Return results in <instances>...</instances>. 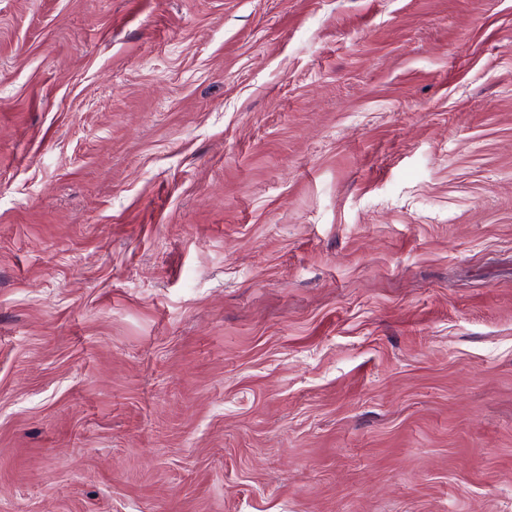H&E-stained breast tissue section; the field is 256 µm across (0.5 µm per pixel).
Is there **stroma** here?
<instances>
[{
    "mask_svg": "<svg viewBox=\"0 0 512 512\" xmlns=\"http://www.w3.org/2000/svg\"><path fill=\"white\" fill-rule=\"evenodd\" d=\"M0 512H512V0H0Z\"/></svg>",
    "mask_w": 512,
    "mask_h": 512,
    "instance_id": "stroma-1",
    "label": "stroma"
}]
</instances>
